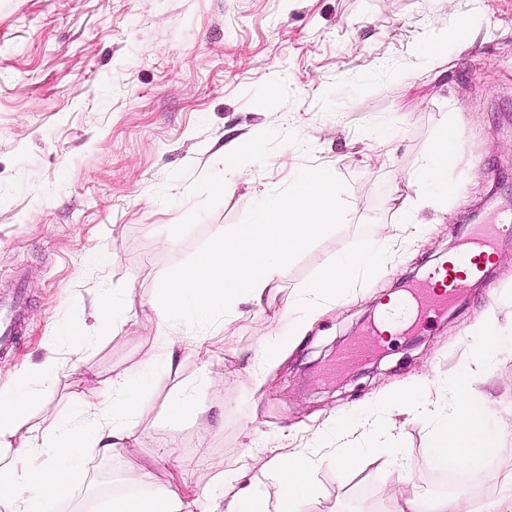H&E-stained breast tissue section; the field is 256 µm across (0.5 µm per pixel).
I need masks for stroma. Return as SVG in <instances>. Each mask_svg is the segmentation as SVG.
<instances>
[{"label": "stroma", "mask_w": 512, "mask_h": 512, "mask_svg": "<svg viewBox=\"0 0 512 512\" xmlns=\"http://www.w3.org/2000/svg\"><path fill=\"white\" fill-rule=\"evenodd\" d=\"M463 19L471 39H451ZM435 44L448 63L433 69ZM453 122L448 180L460 192L421 207L424 231L405 239L388 201L429 195L413 174ZM231 149L242 175L227 181ZM317 166L346 185L343 225L280 270L261 303L232 305L204 330L207 354L191 328L168 323L181 339L168 371L154 313L162 276ZM511 219L512 0H0V300L24 309L17 348L0 352V386L54 356L67 375L48 387L42 415H74L76 395L100 397L107 380L156 359L132 452L88 455L72 493L44 512H87L117 484L150 495L172 471L208 512L224 502L226 468L253 475L272 450L295 448L317 461L303 512H388L414 487L446 492L432 427L411 406L379 415L399 454L358 472L339 464L331 430L406 378L442 399L450 377L474 368L471 332L512 324V229L485 282L347 370L336 361L474 225ZM362 243L382 249L380 273L327 304L259 382L258 348L287 335L289 301ZM105 294L126 306L103 330ZM475 388L504 451L461 485L492 497L512 472V353ZM179 392L205 415L172 425ZM168 440L170 465H154Z\"/></svg>", "instance_id": "stroma-1"}]
</instances>
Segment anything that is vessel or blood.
I'll use <instances>...</instances> for the list:
<instances>
[{
    "instance_id": "b4317fda",
    "label": "vessel or blood",
    "mask_w": 512,
    "mask_h": 512,
    "mask_svg": "<svg viewBox=\"0 0 512 512\" xmlns=\"http://www.w3.org/2000/svg\"><path fill=\"white\" fill-rule=\"evenodd\" d=\"M502 227L498 224H482L468 244L454 254L451 261L441 267V278H428L411 285L406 293L394 300L382 313L377 326L371 327L358 342L347 348L341 356L340 365L354 363L376 350V338L383 326L404 330L421 321L429 313L447 308L458 288L468 280L481 277L483 260L493 248L496 236ZM17 314L15 306H0V347H10L16 342Z\"/></svg>"
}]
</instances>
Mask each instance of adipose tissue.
Segmentation results:
<instances>
[{"label":"adipose tissue","instance_id":"1","mask_svg":"<svg viewBox=\"0 0 512 512\" xmlns=\"http://www.w3.org/2000/svg\"><path fill=\"white\" fill-rule=\"evenodd\" d=\"M448 145V140L438 141L415 172L422 184L442 198L457 191L448 182ZM380 268L376 247L356 248L308 285L306 298L299 302L303 318L318 314V297H345L358 275L374 274ZM61 374L58 363L49 358L36 370H16L12 382L0 387V501L7 503L9 512H41L43 502L72 491L73 479L83 469L84 449L109 457L118 449L133 447L137 440L148 378L120 375L106 386V399L86 403L84 416L53 419L32 428L26 448L14 450L17 433L41 409L46 386L56 383ZM448 391L450 399L445 402L422 397L420 387H408L388 395L384 403H413L417 414L432 425L431 461L436 468L463 467L478 473L485 457L501 452L498 433L490 425L489 413L475 407L472 377L455 378ZM356 433L364 446L348 444V437ZM336 435L344 441L340 459L350 469L378 455L389 441L383 430L366 419H342ZM314 467L310 456L294 449L273 455L245 487L238 470H227L224 512H302ZM392 512H512V496L480 501L464 490L438 495L417 491L396 500Z\"/></svg>","mask_w":512,"mask_h":512}]
</instances>
